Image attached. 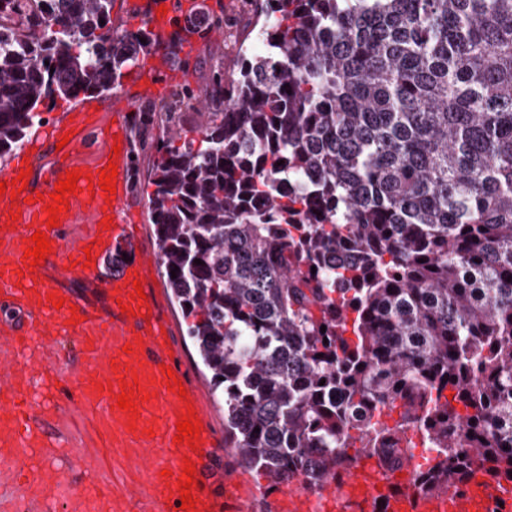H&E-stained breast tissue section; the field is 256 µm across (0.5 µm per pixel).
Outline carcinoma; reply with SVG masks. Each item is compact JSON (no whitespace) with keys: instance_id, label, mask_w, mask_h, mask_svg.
<instances>
[{"instance_id":"carcinoma-1","label":"carcinoma","mask_w":512,"mask_h":512,"mask_svg":"<svg viewBox=\"0 0 512 512\" xmlns=\"http://www.w3.org/2000/svg\"><path fill=\"white\" fill-rule=\"evenodd\" d=\"M255 2L266 51L162 138L149 200L224 440L275 485L416 432L421 490L512 482V0ZM111 9L0 0V158L150 50Z\"/></svg>"}]
</instances>
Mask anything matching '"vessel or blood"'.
<instances>
[{
	"label": "vessel or blood",
	"instance_id": "vessel-or-blood-1",
	"mask_svg": "<svg viewBox=\"0 0 512 512\" xmlns=\"http://www.w3.org/2000/svg\"><path fill=\"white\" fill-rule=\"evenodd\" d=\"M129 11L151 28L161 58L169 55L174 37L190 44L202 40L200 33L182 30V0H130ZM169 74L161 61L129 77L128 92L114 108L108 128L121 152L112 158L104 152L96 155L85 177L78 179L76 192L65 193L69 208L59 213V228L48 225L45 198L72 171L71 156L90 149L86 130L70 133L62 126L51 127L43 141L33 142L11 163L12 183L0 195V302L35 324L33 333L0 336V456L11 463L13 476L24 477L25 488L60 496L63 483L53 477L54 447L60 421L70 410L61 404L36 410L29 390L39 381L94 411L96 429L107 442L106 447L87 449L81 458L86 469L104 474L103 486L90 497L63 498V512H115L118 504L141 501L149 512H182L178 483L188 460L194 462L200 483L192 492L193 512H512V496L503 494L501 479L484 471H475L463 488L452 486L431 495L418 488L412 471L382 469L366 457L338 470L335 480L315 492L294 481L282 488L245 487L230 475L224 478L223 494L210 488L208 470L223 455L225 444L206 421L196 445L176 440L178 419L201 408L180 344L156 299L151 272L157 260L141 244L139 213L127 205L132 192L128 115L141 101L156 96ZM46 141L61 146L48 180L41 192L17 191L14 178L31 169V157L40 155ZM111 161L118 175L113 179L117 190L109 196L99 177ZM81 214L90 219V231L69 243L67 262H97L108 247L120 250L111 279L98 285L109 301L99 315L51 285L48 272L55 255L34 267L24 257L36 230L58 241L60 227L73 224ZM137 280L142 283L138 289L133 286ZM58 299L63 302L59 308L54 305ZM62 335L80 339L79 362L64 370L56 365V343ZM173 378L180 380V387H169ZM124 392L131 393L133 409L118 408Z\"/></svg>",
	"mask_w": 512,
	"mask_h": 512
}]
</instances>
